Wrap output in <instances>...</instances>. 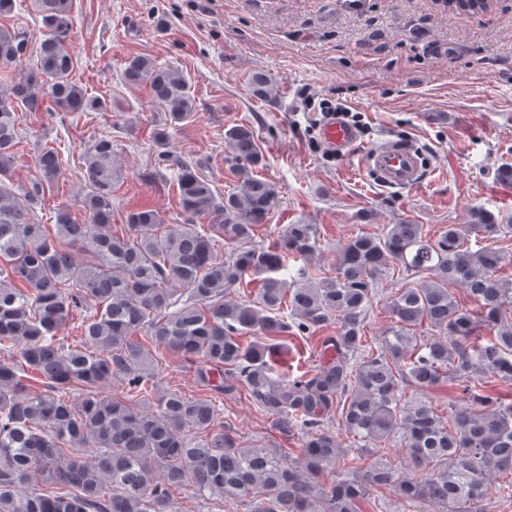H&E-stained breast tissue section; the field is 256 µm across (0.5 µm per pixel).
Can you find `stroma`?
<instances>
[{"label": "stroma", "instance_id": "35a3bbf8", "mask_svg": "<svg viewBox=\"0 0 512 512\" xmlns=\"http://www.w3.org/2000/svg\"><path fill=\"white\" fill-rule=\"evenodd\" d=\"M36 0H16L0 26L27 35L23 63L35 60L41 41ZM67 47L71 78L106 100L104 112H67L44 102L24 114L12 169L14 187L38 171L43 146L56 148L62 175L32 214L55 235L54 213L73 204L81 185L78 156L94 138L108 136L122 162L112 194V221L125 223L137 204L182 223L175 169L159 159L153 131L165 122L146 86L128 84L124 60L144 54L179 65L195 96V115L173 133L172 156L196 160L220 189L238 183L227 158L224 131L252 126L263 161L255 173L278 188L279 202L255 240L268 246L290 224H313L318 250L310 264L333 275L339 252L359 232L413 222L438 238L451 224L470 223L480 205L497 220L512 216V185L497 169L512 164V0H492L483 13L459 14L441 0H73ZM269 74L273 101L255 95L253 73ZM338 101L368 124L361 151L327 158L305 97ZM390 138L413 141L425 156L426 181L401 191L381 187L362 150ZM401 275L380 276L365 323L377 342L391 323L388 305ZM335 325L279 351L289 375L317 367L323 337ZM197 364L163 355L160 389L206 397L227 430L246 445L289 449L302 435L275 431L241 391L202 386Z\"/></svg>", "mask_w": 512, "mask_h": 512}]
</instances>
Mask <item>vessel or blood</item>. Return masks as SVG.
<instances>
[{
    "mask_svg": "<svg viewBox=\"0 0 512 512\" xmlns=\"http://www.w3.org/2000/svg\"><path fill=\"white\" fill-rule=\"evenodd\" d=\"M323 144L335 154L350 155L358 146L356 130L339 117L326 118L319 127ZM367 168L385 187L409 189L419 186L425 169L424 157L411 142L389 139L365 152Z\"/></svg>",
    "mask_w": 512,
    "mask_h": 512,
    "instance_id": "b4317fda",
    "label": "vessel or blood"
}]
</instances>
